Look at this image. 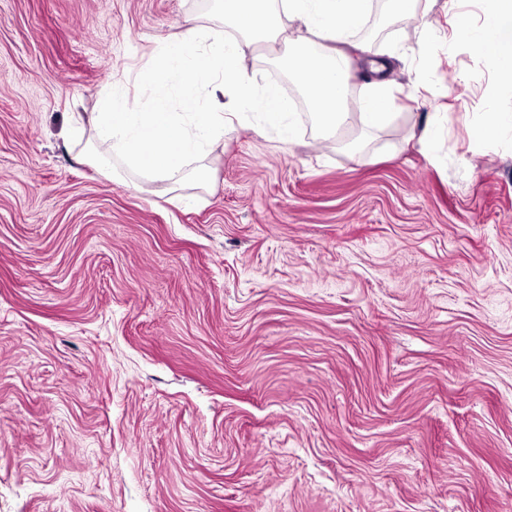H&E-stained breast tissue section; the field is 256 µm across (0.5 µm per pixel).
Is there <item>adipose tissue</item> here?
Instances as JSON below:
<instances>
[{
    "mask_svg": "<svg viewBox=\"0 0 512 512\" xmlns=\"http://www.w3.org/2000/svg\"><path fill=\"white\" fill-rule=\"evenodd\" d=\"M220 15L213 28L203 29L196 17L186 16L181 36L168 37L160 54L139 78L146 108H128L122 83H115L93 119L85 154L107 177L120 176L122 166L137 169L171 188L206 186V166L186 169L184 160L202 155L214 134L250 112L265 123L287 126L293 103L273 86L257 89L243 72L244 46L280 58L282 64L300 63L299 84L310 103L319 136L329 140L340 130L360 122L364 134L378 130L388 119L392 102L388 83L366 85L358 101H351L348 80L355 57L346 48L372 14L374 0H219ZM299 20L301 29L288 31L287 21ZM465 39L483 51L501 80L512 82V0H487L482 26L462 29ZM208 36L204 51L194 41ZM225 79L232 89L229 104L199 102V91ZM181 92L187 112L170 111L157 96L161 86Z\"/></svg>",
    "mask_w": 512,
    "mask_h": 512,
    "instance_id": "ef3b65f1",
    "label": "adipose tissue"
}]
</instances>
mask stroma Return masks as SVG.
<instances>
[{
  "label": "stroma",
  "instance_id": "stroma-1",
  "mask_svg": "<svg viewBox=\"0 0 512 512\" xmlns=\"http://www.w3.org/2000/svg\"><path fill=\"white\" fill-rule=\"evenodd\" d=\"M214 5L0 0V512H512V131L475 137L512 84L457 33L486 0L354 35L394 87L362 152L306 111L226 129L180 199L79 161L71 113L144 107Z\"/></svg>",
  "mask_w": 512,
  "mask_h": 512
}]
</instances>
